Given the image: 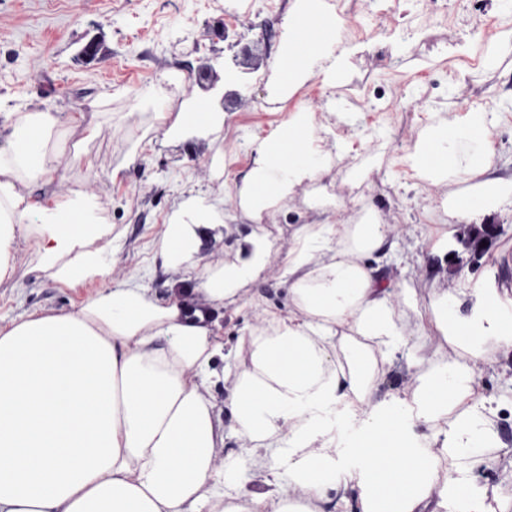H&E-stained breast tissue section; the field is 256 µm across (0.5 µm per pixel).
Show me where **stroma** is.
Segmentation results:
<instances>
[{
	"label": "stroma",
	"mask_w": 512,
	"mask_h": 512,
	"mask_svg": "<svg viewBox=\"0 0 512 512\" xmlns=\"http://www.w3.org/2000/svg\"><path fill=\"white\" fill-rule=\"evenodd\" d=\"M236 16L224 0H0V144L9 130L4 114L34 106L74 112L98 103L93 122L101 130L85 140L82 128L63 133L64 155L52 184L31 190L33 200L65 196L77 185L95 194L100 215L112 226L113 279L144 275L152 293L171 299L168 271L156 257L159 238L182 194L218 193L253 165L250 142L270 135L287 112L308 107L316 125L328 129V145L343 141L316 182L298 186L262 223L242 219L237 203L227 205L224 227L205 231L200 253L211 266L231 262L237 241L270 235L274 246L262 276L239 291L238 309L219 314L220 342L233 349L238 336L259 325L266 308H287L288 284L281 267L296 231L304 224L341 221L359 224L370 215L386 225L405 226L386 236L371 263L412 321L430 319L429 298L421 284L436 278L456 288L461 315L470 313L474 284L494 285L512 297V206L491 212L499 233L476 254L458 242L456 225L448 245L434 250L435 225L447 193L431 189L411 170L407 156L420 133L451 112L479 109L495 113L494 154L487 177L512 178V12L499 0H366L340 8L349 44L346 73L336 87L314 77L288 101L285 111L267 104L271 72L292 0H246ZM95 58H86L87 44ZM250 46L263 63L242 74L237 98L225 102L219 137H165L148 104H136L137 91L165 78L196 75L209 66L215 85L234 70L233 57ZM135 163H128L130 153ZM11 283L0 286V326L32 311L72 310L104 287L88 280L63 288L40 275L32 243ZM434 341L405 336L393 365L378 381L380 393L409 387L406 362L430 366L445 357ZM512 355L487 345L476 389L495 401L488 418L493 438L483 448L484 463L471 469L473 483L486 493L489 512H512Z\"/></svg>",
	"instance_id": "35a3bbf8"
}]
</instances>
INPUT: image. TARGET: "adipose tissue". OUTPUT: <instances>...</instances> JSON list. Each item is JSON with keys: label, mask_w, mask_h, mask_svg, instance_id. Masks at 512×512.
I'll use <instances>...</instances> for the list:
<instances>
[{"label": "adipose tissue", "mask_w": 512, "mask_h": 512, "mask_svg": "<svg viewBox=\"0 0 512 512\" xmlns=\"http://www.w3.org/2000/svg\"><path fill=\"white\" fill-rule=\"evenodd\" d=\"M342 24L325 0H297L272 59L278 91L295 92L315 71L328 84L343 72L336 47ZM151 100L171 139L221 131L212 98L185 93L175 121L162 88ZM0 146V285L10 282L22 241L34 240L37 272L64 288L110 280L112 227L87 191L35 201L60 164L56 138L65 123L98 133L83 113L40 108L6 113ZM325 137L311 112H295L254 140L253 166L222 193L188 191L158 242L156 255L179 297L154 298L137 278L97 293L69 311H34L0 327V512H327L328 489L355 493L358 512H487L467 476L492 439L487 408L474 390L486 342L512 352V314L497 293L475 285L470 315L456 295L429 286L433 333L465 351L431 367L407 365L408 395L378 394L407 328L391 292L367 261L386 234L375 218L361 224H305L288 250L282 275L292 309H267L240 337L243 368L215 369L219 309L264 270L272 249L264 236L245 240L233 263L213 267L198 255L200 228L224 223L228 202L258 222L294 189L329 165ZM494 152L487 113H449L428 127L410 155L430 184L466 177L449 191L447 213L480 221L512 200V182L486 178ZM344 364H337L336 355ZM226 382L232 414L222 429L210 388ZM343 412L356 426L350 444L314 453L328 423ZM244 445L213 464L225 432ZM443 441L441 452L432 442ZM266 473V489L244 483Z\"/></svg>", "instance_id": "adipose-tissue-1"}]
</instances>
